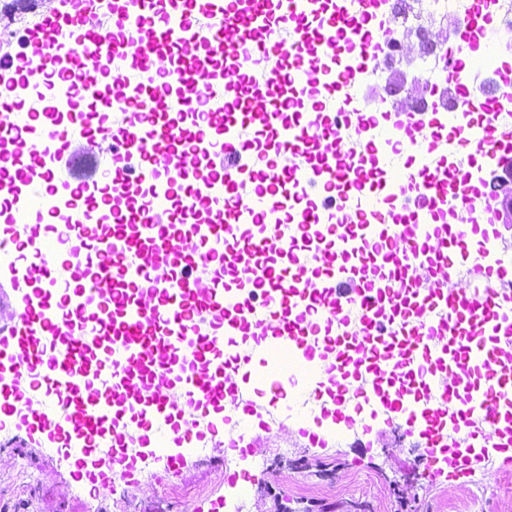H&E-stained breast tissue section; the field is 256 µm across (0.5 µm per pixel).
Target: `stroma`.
<instances>
[{
  "label": "stroma",
  "instance_id": "1",
  "mask_svg": "<svg viewBox=\"0 0 512 512\" xmlns=\"http://www.w3.org/2000/svg\"><path fill=\"white\" fill-rule=\"evenodd\" d=\"M47 0L0 16V57L24 49ZM231 421L205 438L208 458L184 451L174 466L137 461L135 482L76 479L71 459L44 437L8 427L0 430V512H504L512 501V454L490 451L470 472L451 479L426 469L416 438L383 419L371 433L352 428L341 442L301 436L300 423L277 411L263 417L228 407ZM247 429L248 452L228 451L226 435ZM181 495L166 500L169 487ZM410 500L402 507L400 497Z\"/></svg>",
  "mask_w": 512,
  "mask_h": 512
}]
</instances>
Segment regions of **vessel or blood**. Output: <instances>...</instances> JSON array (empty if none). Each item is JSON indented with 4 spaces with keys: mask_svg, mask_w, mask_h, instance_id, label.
<instances>
[{
    "mask_svg": "<svg viewBox=\"0 0 512 512\" xmlns=\"http://www.w3.org/2000/svg\"><path fill=\"white\" fill-rule=\"evenodd\" d=\"M378 0H60L27 43L47 95L38 126L0 123V193L14 200L15 266L26 292L0 327V419L38 428L76 460L109 449L130 476L125 429L152 432L153 455L204 438L199 409L224 410L237 388L223 339L251 336L256 375L283 412L325 364L337 393L347 376L385 381L387 418L412 429L420 394L432 420L456 411L473 436L497 430L512 394V275L469 248L471 173L435 161L439 134L414 114L336 111L357 84L348 58L368 61ZM459 31L443 77L470 90ZM258 70L245 69L246 59ZM119 102L126 117L112 125ZM485 95L482 122L458 114V155L497 165L512 129ZM407 124L413 140L371 128ZM106 145L107 179L61 175L74 136ZM407 153L406 176L380 159ZM396 210L386 223L377 205ZM467 212L449 230V205ZM353 220L336 221L337 210ZM466 270L473 284L452 287ZM303 370L270 369L274 354ZM453 469L431 439L428 466Z\"/></svg>",
    "mask_w": 512,
    "mask_h": 512,
    "instance_id": "vessel-or-blood-1",
    "label": "vessel or blood"
}]
</instances>
